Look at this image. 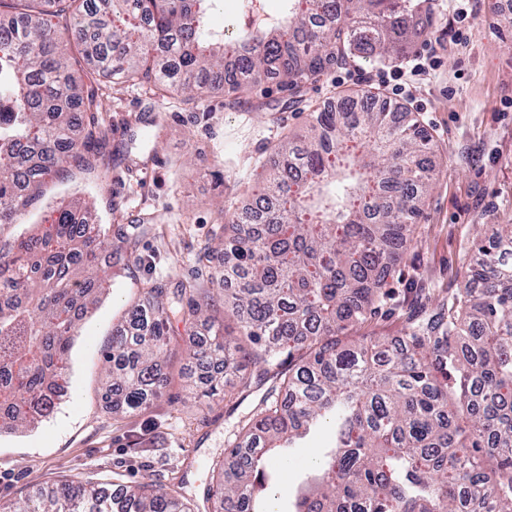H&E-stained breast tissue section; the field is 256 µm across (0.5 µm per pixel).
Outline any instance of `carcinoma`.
<instances>
[{
    "mask_svg": "<svg viewBox=\"0 0 512 512\" xmlns=\"http://www.w3.org/2000/svg\"><path fill=\"white\" fill-rule=\"evenodd\" d=\"M0 0V229L21 224L50 180L108 171L123 151L98 119L103 94L69 68L205 100L275 75L297 93L357 53L402 57L410 16L434 0H285L280 22L259 21L227 45L208 27L211 0ZM310 113L317 134L271 150L255 223L234 227L220 259L224 308L241 339L220 330L189 350L201 364L253 367L238 391L266 386L224 450L216 486L224 512H508L512 509V224H484L448 301L405 318L398 342L353 335L377 317L382 286L402 258L432 186V137L354 92ZM111 227L77 199L45 233L0 236V433L34 422L65 396L79 322L102 294ZM112 336L104 399L133 414L165 394L162 363L211 303L191 284L143 288ZM329 426L334 442L300 467L312 482L272 496L287 449ZM0 512H191L161 485L114 477L60 481Z\"/></svg>",
    "mask_w": 512,
    "mask_h": 512,
    "instance_id": "carcinoma-1",
    "label": "carcinoma"
}]
</instances>
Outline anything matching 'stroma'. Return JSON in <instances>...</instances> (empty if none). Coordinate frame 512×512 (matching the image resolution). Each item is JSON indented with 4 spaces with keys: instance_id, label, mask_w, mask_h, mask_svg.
Instances as JSON below:
<instances>
[{
    "instance_id": "1",
    "label": "stroma",
    "mask_w": 512,
    "mask_h": 512,
    "mask_svg": "<svg viewBox=\"0 0 512 512\" xmlns=\"http://www.w3.org/2000/svg\"><path fill=\"white\" fill-rule=\"evenodd\" d=\"M476 18L466 46L454 45L450 0H435L436 22L409 26L405 54L430 51L437 67L413 98L392 97L432 136L433 185L413 241L387 279L393 313L356 330L360 336L396 337L399 314L437 298L463 270L478 224H512V10L503 0H472ZM358 58L303 91L320 107L339 91L379 93L358 73L380 70ZM292 92L269 83L266 93L214 97L204 103L162 97L145 84H109L105 122L117 129L152 107L164 128L139 141L132 166L108 171L105 180L74 174L51 184L46 203L78 194L103 223H117L136 245L130 276L115 278L93 313L82 320L69 358L70 397L32 427L0 435V503L16 501L33 487L57 479L159 482L200 512H215L207 499L224 456L225 441L250 414L261 392L235 394L210 404L194 399L206 372L190 363L191 342L182 324L171 330L182 346L165 359L167 394L141 412L113 413L103 398V355L112 329L140 295L143 284L195 281L212 295L223 286L213 269L196 264L197 252L233 210L252 194L251 176L271 148L305 138L308 123Z\"/></svg>"
}]
</instances>
